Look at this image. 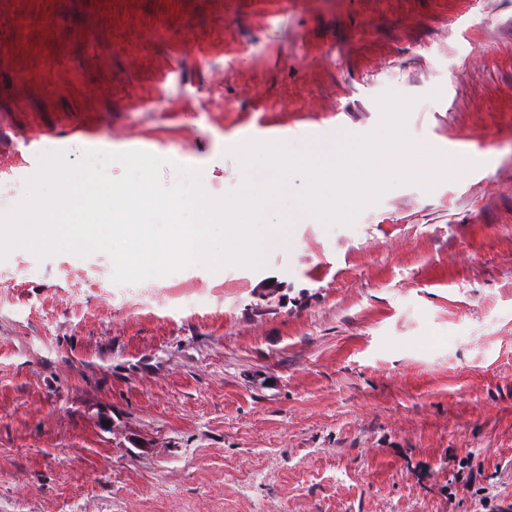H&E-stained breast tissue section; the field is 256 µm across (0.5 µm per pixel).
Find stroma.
Wrapping results in <instances>:
<instances>
[{
	"instance_id": "1",
	"label": "stroma",
	"mask_w": 512,
	"mask_h": 512,
	"mask_svg": "<svg viewBox=\"0 0 512 512\" xmlns=\"http://www.w3.org/2000/svg\"><path fill=\"white\" fill-rule=\"evenodd\" d=\"M465 177L298 224L260 268L115 284L0 259V512L512 506V0H0V213L39 156L197 167L364 136L379 96Z\"/></svg>"
}]
</instances>
